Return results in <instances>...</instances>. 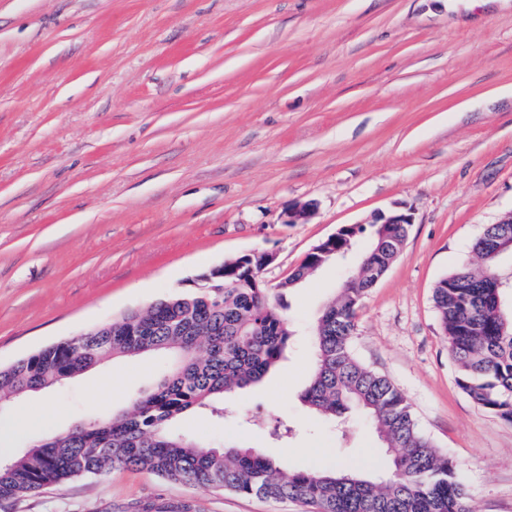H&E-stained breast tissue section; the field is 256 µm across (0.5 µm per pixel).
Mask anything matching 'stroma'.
I'll use <instances>...</instances> for the list:
<instances>
[{"mask_svg":"<svg viewBox=\"0 0 512 512\" xmlns=\"http://www.w3.org/2000/svg\"><path fill=\"white\" fill-rule=\"evenodd\" d=\"M507 86L512 0H0V366L195 292L254 250L274 254V287L340 227L400 209L405 244L357 311L353 350L456 461L476 512H512V424L457 385L433 300L485 225L512 213ZM308 202L311 219L286 223ZM369 241L285 295L293 341L261 384L171 431L291 468L388 476L362 416L340 427L301 401L311 326ZM168 366L118 358L1 406L0 459L126 407ZM275 419L289 438L270 435ZM9 512L310 508L120 469Z\"/></svg>","mask_w":512,"mask_h":512,"instance_id":"35a3bbf8","label":"stroma"}]
</instances>
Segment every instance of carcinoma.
Segmentation results:
<instances>
[{
    "label": "carcinoma",
    "instance_id": "cac0c4a2",
    "mask_svg": "<svg viewBox=\"0 0 512 512\" xmlns=\"http://www.w3.org/2000/svg\"><path fill=\"white\" fill-rule=\"evenodd\" d=\"M362 232L343 227L319 245L277 288L255 285L249 266L224 263V278L199 291L132 311L83 336L48 345L0 368V402L60 385L115 356L164 353L170 367L128 407L91 418L64 434L47 433L0 468V508L76 478L117 469L145 470L204 491H232L310 504L319 512H475L456 463L437 454L412 406L384 374L353 352L357 310L374 287L369 271L385 273L401 251L407 228L375 224L358 271L318 318L316 368L302 401L318 413L367 418L392 455L382 485L353 472L291 469L253 448H211L174 435L169 422L208 407L224 415V394L260 383L291 338L280 311L285 292L342 256ZM479 268L461 266L434 288V303L457 365V385L479 407L512 423V223L488 224L473 246Z\"/></svg>",
    "mask_w": 512,
    "mask_h": 512
}]
</instances>
